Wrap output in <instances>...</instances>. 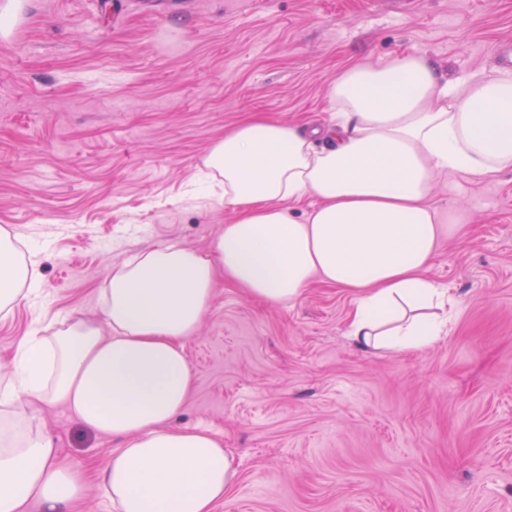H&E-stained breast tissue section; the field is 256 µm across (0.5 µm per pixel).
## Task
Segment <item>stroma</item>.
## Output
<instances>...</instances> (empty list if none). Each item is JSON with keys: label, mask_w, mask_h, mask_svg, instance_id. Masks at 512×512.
Masks as SVG:
<instances>
[{"label": "stroma", "mask_w": 512, "mask_h": 512, "mask_svg": "<svg viewBox=\"0 0 512 512\" xmlns=\"http://www.w3.org/2000/svg\"><path fill=\"white\" fill-rule=\"evenodd\" d=\"M11 17L0 226L41 281L0 316V375L33 329L100 314L113 264L213 242L232 215L199 170L240 121L323 126L349 65L423 51L453 79L512 44V0H21ZM431 201L459 228L427 275L459 306L427 350L357 349L339 288L269 306L219 283L176 419L233 456L214 512H512V171L441 173ZM37 422L88 478L72 512H113L94 475L117 441L62 406Z\"/></svg>", "instance_id": "35a3bbf8"}]
</instances>
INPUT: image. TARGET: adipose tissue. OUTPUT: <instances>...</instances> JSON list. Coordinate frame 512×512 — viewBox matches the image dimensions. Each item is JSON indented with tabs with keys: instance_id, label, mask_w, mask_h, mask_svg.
Returning <instances> with one entry per match:
<instances>
[{
	"instance_id": "obj_1",
	"label": "adipose tissue",
	"mask_w": 512,
	"mask_h": 512,
	"mask_svg": "<svg viewBox=\"0 0 512 512\" xmlns=\"http://www.w3.org/2000/svg\"><path fill=\"white\" fill-rule=\"evenodd\" d=\"M332 122L310 131L264 116L225 133L204 160L234 219L210 251L159 246L113 266L98 319L27 336L0 386V512H69L81 472L62 466L36 424L66 407L118 438L98 483L119 512H214L237 470L210 432L175 425L192 390L184 344L218 279L271 305L312 282L354 300L358 349L422 351L447 333L458 300L426 277L452 214L431 203L446 171L512 170V73L451 80L425 52L355 64L328 87ZM312 197L302 216L290 202ZM37 260L0 228V314L35 294Z\"/></svg>"
}]
</instances>
